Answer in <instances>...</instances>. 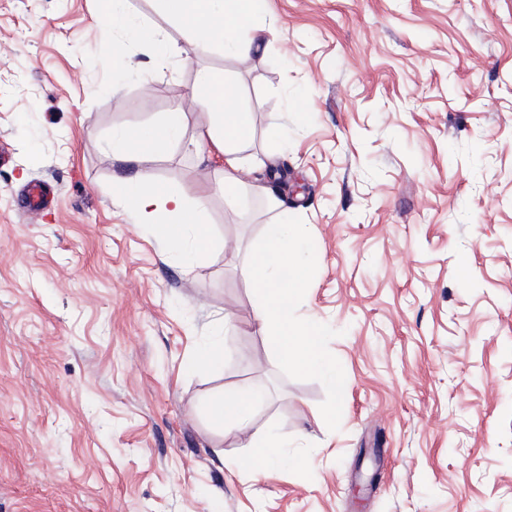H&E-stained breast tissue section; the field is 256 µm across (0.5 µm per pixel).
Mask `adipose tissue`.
Here are the masks:
<instances>
[{
    "label": "adipose tissue",
    "mask_w": 512,
    "mask_h": 512,
    "mask_svg": "<svg viewBox=\"0 0 512 512\" xmlns=\"http://www.w3.org/2000/svg\"><path fill=\"white\" fill-rule=\"evenodd\" d=\"M162 11L182 26V54H197L219 46L234 56L246 58L269 36L272 28H258L254 18L261 14L266 0H159ZM100 22L109 43L108 65L133 70L126 49L133 43L165 45L167 39L157 27L129 11V0H100ZM197 112V140L207 143L224 157L220 172L204 173L208 188L220 191L226 201L249 194L267 203L270 210L282 209L268 186L252 179L256 158L248 151L252 137V117L238 104L235 84L223 71L197 69L188 105L177 106L155 125L135 126L113 131L107 142L112 160L138 164V171L116 178L112 191L126 208L149 224L164 256H177L186 271L202 264L216 241L208 222L206 199L190 200L164 181L156 179L141 164L150 158L171 154L180 144L190 112ZM263 247L247 260L244 273L254 294V322L259 332L275 337L279 356L286 362L328 372L315 327L299 324L293 315L296 303L305 293L315 266L300 257L309 241L311 227L296 224L285 228L282 220L266 225ZM252 411L250 399L220 393L209 400L205 416L217 431L227 428L247 433Z\"/></svg>",
    "instance_id": "adipose-tissue-1"
}]
</instances>
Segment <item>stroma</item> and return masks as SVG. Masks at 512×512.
I'll list each match as a JSON object with an SVG mask.
<instances>
[{
	"label": "stroma",
	"instance_id": "stroma-1",
	"mask_svg": "<svg viewBox=\"0 0 512 512\" xmlns=\"http://www.w3.org/2000/svg\"><path fill=\"white\" fill-rule=\"evenodd\" d=\"M96 10L0 0V512H512V0H268L249 58L133 44L136 76L107 68ZM202 65L313 227L295 315L342 389L256 332L241 266L273 214L205 194L224 159L196 120L144 167L206 196L237 258L184 272L111 194L113 130L187 102ZM33 182L54 203L27 215ZM217 335L222 371L186 369ZM222 390L263 391L249 434L209 427ZM270 433L278 462L238 471Z\"/></svg>",
	"mask_w": 512,
	"mask_h": 512
}]
</instances>
